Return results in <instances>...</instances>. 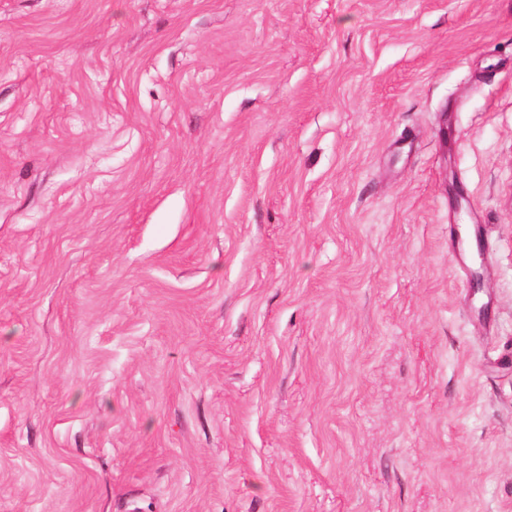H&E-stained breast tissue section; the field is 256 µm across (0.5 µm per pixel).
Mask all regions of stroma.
Wrapping results in <instances>:
<instances>
[{
	"label": "stroma",
	"mask_w": 512,
	"mask_h": 512,
	"mask_svg": "<svg viewBox=\"0 0 512 512\" xmlns=\"http://www.w3.org/2000/svg\"><path fill=\"white\" fill-rule=\"evenodd\" d=\"M0 512H512V0H0Z\"/></svg>",
	"instance_id": "35a3bbf8"
}]
</instances>
